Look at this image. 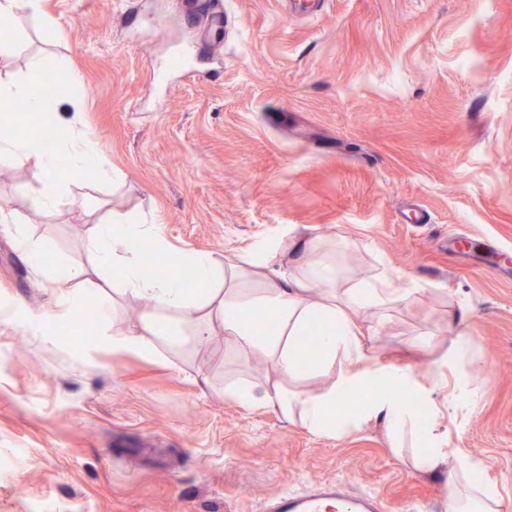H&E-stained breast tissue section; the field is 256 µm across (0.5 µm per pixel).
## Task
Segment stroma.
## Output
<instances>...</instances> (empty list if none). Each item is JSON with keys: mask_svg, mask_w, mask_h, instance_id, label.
<instances>
[{"mask_svg": "<svg viewBox=\"0 0 512 512\" xmlns=\"http://www.w3.org/2000/svg\"><path fill=\"white\" fill-rule=\"evenodd\" d=\"M206 2L43 0L42 19L14 20L24 42L0 81L27 79L36 55L77 70V119L112 182L63 173L69 204L40 211L39 169L0 159V512H263L322 481L390 512H448V476L417 468L415 437L392 447L376 422L321 436L225 399L226 377L274 373L247 351L225 357L223 336L153 357L114 349L143 310L119 285L82 286L94 336L45 341L34 320L57 312V289L15 227L87 268L89 225L115 215L219 260L268 238L345 242L352 277L383 268L416 287L364 315V347L426 384L463 308L478 391L439 429L512 512V0H325L314 17L224 0V31ZM194 41L207 44L198 72L157 82ZM422 332L430 349L412 344Z\"/></svg>", "mask_w": 512, "mask_h": 512, "instance_id": "obj_1", "label": "stroma"}]
</instances>
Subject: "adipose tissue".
Listing matches in <instances>:
<instances>
[{
    "label": "adipose tissue",
    "mask_w": 512,
    "mask_h": 512,
    "mask_svg": "<svg viewBox=\"0 0 512 512\" xmlns=\"http://www.w3.org/2000/svg\"><path fill=\"white\" fill-rule=\"evenodd\" d=\"M80 86L81 78L75 72L64 92H36L25 81L0 83L1 109L22 98L29 114L48 119L43 131L0 135L1 159L31 162L39 169L41 182L34 206L41 211L68 202L58 181L60 162H67L77 175L93 171L101 184L112 179V167L98 142L77 124L75 114L82 106ZM62 104L71 107L72 116L60 115ZM145 238L167 252L170 266L190 270L198 289L184 288L172 275L146 276L135 248L136 242ZM86 244L96 274H113L124 292L147 303L141 332L113 337V347L151 354L158 337L173 348L202 344L212 336V318H219L225 347L247 350L269 361L277 376L273 383L256 385L226 379V399L247 407L274 408L287 419L300 416L308 430L319 435L344 434L370 421L382 423L392 436L413 433L423 445L416 461L419 469L448 471L450 512H475L479 507L490 512L496 500L493 489L480 488L481 501L476 504L459 482L460 475L477 473L478 464L445 451L437 419L420 420L396 395L397 390L406 389L431 406L441 396L449 409L456 411L468 405L475 383L459 377L445 392L439 383H422L411 370L377 366L367 359L358 323L360 312L410 300L414 289L394 287L384 272L366 279L348 278L345 247L332 240L306 242L295 259L296 272L289 276L270 266L280 248L279 241L273 239L255 245L243 261L221 263L204 253H168L155 225L119 216L109 223L91 225ZM20 246L26 261L52 283L64 284L84 275L83 270L51 263L53 241L24 238ZM310 335L319 356L315 363L305 365L300 346ZM322 375L331 376L332 381L315 392H295L287 386L291 380ZM355 390L362 392V400L354 408H344L345 396ZM332 406L340 407L341 412L328 423L322 414Z\"/></svg>",
    "instance_id": "1"
}]
</instances>
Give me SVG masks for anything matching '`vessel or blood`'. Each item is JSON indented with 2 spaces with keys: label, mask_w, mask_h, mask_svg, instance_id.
<instances>
[{
  "label": "vessel or blood",
  "mask_w": 512,
  "mask_h": 512,
  "mask_svg": "<svg viewBox=\"0 0 512 512\" xmlns=\"http://www.w3.org/2000/svg\"><path fill=\"white\" fill-rule=\"evenodd\" d=\"M263 512H386L383 501L368 494L350 495L336 483L320 482L311 490L269 497Z\"/></svg>",
  "instance_id": "vessel-or-blood-1"
}]
</instances>
